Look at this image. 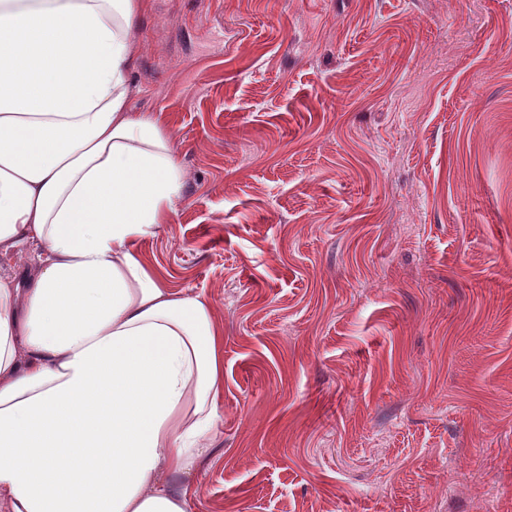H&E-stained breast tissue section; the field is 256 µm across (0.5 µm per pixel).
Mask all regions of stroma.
Wrapping results in <instances>:
<instances>
[{"label": "stroma", "instance_id": "obj_1", "mask_svg": "<svg viewBox=\"0 0 512 512\" xmlns=\"http://www.w3.org/2000/svg\"><path fill=\"white\" fill-rule=\"evenodd\" d=\"M224 328L189 512H512V0H145Z\"/></svg>", "mask_w": 512, "mask_h": 512}]
</instances>
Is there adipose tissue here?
Returning a JSON list of instances; mask_svg holds the SVG:
<instances>
[{
  "label": "adipose tissue",
  "mask_w": 512,
  "mask_h": 512,
  "mask_svg": "<svg viewBox=\"0 0 512 512\" xmlns=\"http://www.w3.org/2000/svg\"><path fill=\"white\" fill-rule=\"evenodd\" d=\"M144 0H0V512H188L224 329L139 240L184 170L129 107Z\"/></svg>",
  "instance_id": "ef3b65f1"
}]
</instances>
